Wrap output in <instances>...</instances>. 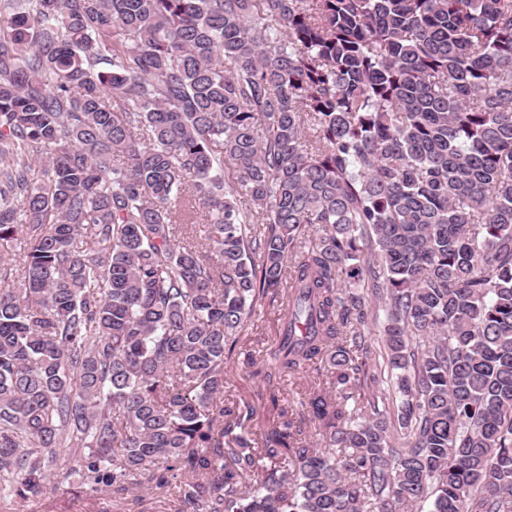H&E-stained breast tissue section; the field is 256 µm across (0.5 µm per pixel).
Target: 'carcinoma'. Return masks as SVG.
Masks as SVG:
<instances>
[{
  "mask_svg": "<svg viewBox=\"0 0 512 512\" xmlns=\"http://www.w3.org/2000/svg\"><path fill=\"white\" fill-rule=\"evenodd\" d=\"M2 241L3 499L512 512V0H0ZM279 302L274 304L268 303V299L264 305L258 307L254 316V324L251 325L249 333L251 338L243 345L242 351L251 352L254 357L260 359L264 350L278 339L281 320L283 313L281 307L277 306ZM243 355L239 357V361H235L228 365L227 383L224 384V405H232V403L250 404L257 410V417L252 422L253 430L259 432L258 422L263 423L262 416L264 407L267 403L268 386L260 378L250 375V371L256 368L248 367L242 363ZM260 415V418H259ZM51 481L40 500L23 504L0 500V512H174L178 503L174 481L166 491H154L146 481L128 494H112V488L104 486L92 491L82 484L77 461L67 456L52 466Z\"/></svg>",
  "mask_w": 512,
  "mask_h": 512,
  "instance_id": "cac0c4a2",
  "label": "carcinoma"
}]
</instances>
